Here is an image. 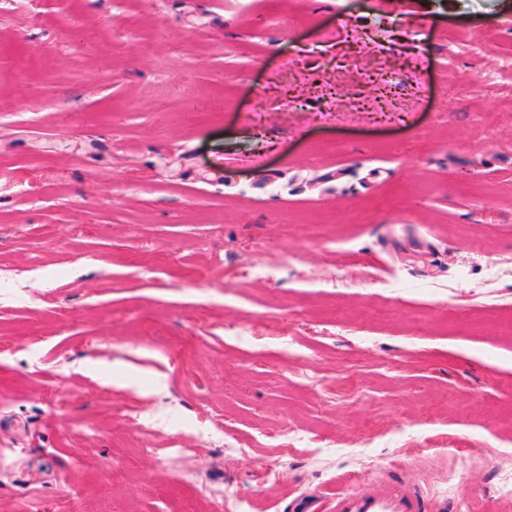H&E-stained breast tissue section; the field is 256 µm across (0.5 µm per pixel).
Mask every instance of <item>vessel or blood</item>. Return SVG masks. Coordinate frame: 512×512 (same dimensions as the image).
<instances>
[{"instance_id": "1", "label": "vessel or blood", "mask_w": 512, "mask_h": 512, "mask_svg": "<svg viewBox=\"0 0 512 512\" xmlns=\"http://www.w3.org/2000/svg\"><path fill=\"white\" fill-rule=\"evenodd\" d=\"M426 492L388 476L336 495L331 512H426Z\"/></svg>"}]
</instances>
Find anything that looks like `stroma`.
<instances>
[{
  "instance_id": "1",
  "label": "stroma",
  "mask_w": 512,
  "mask_h": 512,
  "mask_svg": "<svg viewBox=\"0 0 512 512\" xmlns=\"http://www.w3.org/2000/svg\"><path fill=\"white\" fill-rule=\"evenodd\" d=\"M510 57L512 0H0V512H503ZM427 496L390 473L387 478L337 494L331 512H425Z\"/></svg>"
}]
</instances>
